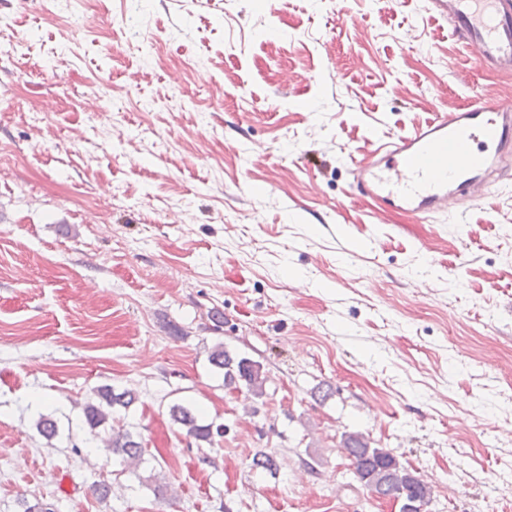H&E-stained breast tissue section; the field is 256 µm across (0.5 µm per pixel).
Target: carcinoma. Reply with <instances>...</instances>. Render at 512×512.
Masks as SVG:
<instances>
[{"label": "carcinoma", "instance_id": "1", "mask_svg": "<svg viewBox=\"0 0 512 512\" xmlns=\"http://www.w3.org/2000/svg\"><path fill=\"white\" fill-rule=\"evenodd\" d=\"M211 363L224 370V384L243 383L247 393L254 397L265 394L267 377L261 366L246 358L234 357L223 346L218 345L210 354ZM135 402V395L128 390L116 392L111 386L95 390V399L83 405L84 423L90 430L103 425L111 410L128 409ZM172 420L185 430L186 436L198 441H212L213 433H221V427L202 424L195 410L183 404L170 407ZM341 448L345 450L354 468L357 480L368 490L384 496L401 497L414 506L413 512H426L432 501V490L419 476L401 466L388 451L371 445L369 438L361 432H345L341 437ZM108 449L120 457L121 462L132 473H137L143 462V448L127 431H112Z\"/></svg>", "mask_w": 512, "mask_h": 512}]
</instances>
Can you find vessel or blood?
<instances>
[{
    "label": "vessel or blood",
    "mask_w": 512,
    "mask_h": 512,
    "mask_svg": "<svg viewBox=\"0 0 512 512\" xmlns=\"http://www.w3.org/2000/svg\"><path fill=\"white\" fill-rule=\"evenodd\" d=\"M485 71L512 73V0H430ZM350 189L425 223L512 189V106L483 93L348 163Z\"/></svg>",
    "instance_id": "vessel-or-blood-1"
}]
</instances>
